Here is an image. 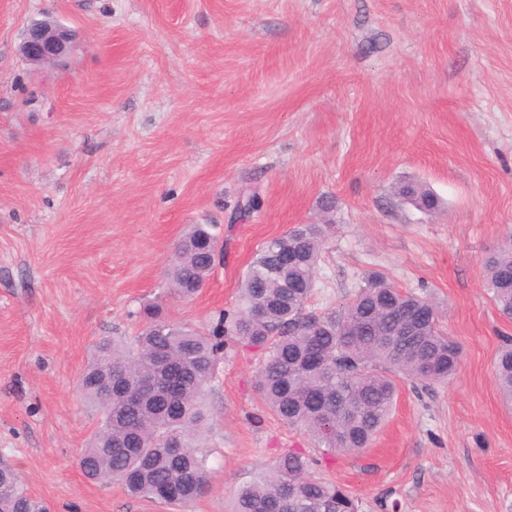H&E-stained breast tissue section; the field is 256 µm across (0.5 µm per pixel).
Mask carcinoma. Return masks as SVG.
Returning <instances> with one entry per match:
<instances>
[{"instance_id": "carcinoma-1", "label": "carcinoma", "mask_w": 512, "mask_h": 512, "mask_svg": "<svg viewBox=\"0 0 512 512\" xmlns=\"http://www.w3.org/2000/svg\"><path fill=\"white\" fill-rule=\"evenodd\" d=\"M403 201L426 212L434 195L415 182L398 188ZM257 188L241 193L239 216L257 209ZM334 228L303 224L257 250L239 289V303L223 311L206 333L144 308L148 324L133 341L104 338L79 382L100 413V426L79 456L87 479L118 483L132 498L182 505L201 496L211 472L201 445L209 420L207 389L224 356L225 338L265 353L257 387L288 427L310 435L329 454L368 447L392 410L396 379L423 386L452 376L461 347L441 328L430 293L398 288L370 273L341 307L317 313L306 307L316 285L318 260ZM214 224H195L183 236L168 271L171 291L193 298L204 287L217 249ZM299 260L283 274L281 254ZM499 313L512 319V242L482 259ZM496 380L512 405V339L501 347ZM112 382V397L104 392ZM319 459L283 453L257 478L239 485L229 512H360L343 486L312 473ZM0 512H47L18 472L0 467Z\"/></svg>"}]
</instances>
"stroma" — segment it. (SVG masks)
<instances>
[{
    "label": "stroma",
    "instance_id": "1",
    "mask_svg": "<svg viewBox=\"0 0 512 512\" xmlns=\"http://www.w3.org/2000/svg\"><path fill=\"white\" fill-rule=\"evenodd\" d=\"M34 18L75 30L65 66L22 58ZM406 181L438 209L401 201ZM249 186L260 208L232 219ZM326 196L336 232L309 310L379 271L436 295L462 360L447 382L399 381L371 447L320 476L364 512H512L494 377L512 320L481 265L512 238V0H0V461L50 512H226L284 449L318 455L256 389L264 352L231 340L208 396V490L135 499L78 466L100 420L78 382L146 305L207 331L256 250L321 223ZM192 224L216 225L224 259L183 300L167 271Z\"/></svg>",
    "mask_w": 512,
    "mask_h": 512
}]
</instances>
